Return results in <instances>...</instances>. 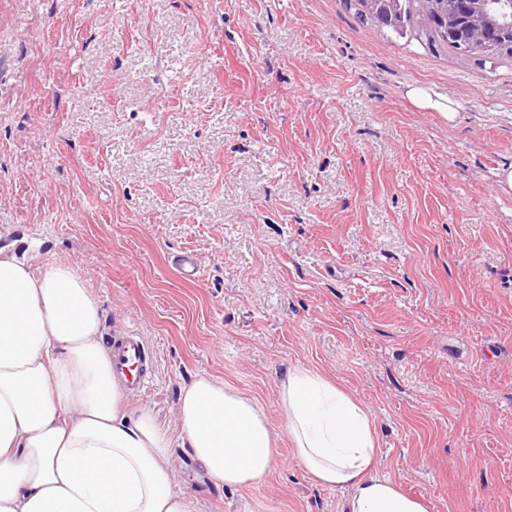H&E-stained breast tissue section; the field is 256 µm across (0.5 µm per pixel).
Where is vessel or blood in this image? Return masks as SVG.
I'll list each match as a JSON object with an SVG mask.
<instances>
[{
	"instance_id": "1",
	"label": "vessel or blood",
	"mask_w": 512,
	"mask_h": 512,
	"mask_svg": "<svg viewBox=\"0 0 512 512\" xmlns=\"http://www.w3.org/2000/svg\"><path fill=\"white\" fill-rule=\"evenodd\" d=\"M110 354L114 375L128 393L140 396L154 372L148 347L142 337L131 330L113 335Z\"/></svg>"
}]
</instances>
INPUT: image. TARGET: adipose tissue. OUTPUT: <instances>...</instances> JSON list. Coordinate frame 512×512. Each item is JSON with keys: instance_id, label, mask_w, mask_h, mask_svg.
Instances as JSON below:
<instances>
[{"instance_id": "1", "label": "adipose tissue", "mask_w": 512, "mask_h": 512, "mask_svg": "<svg viewBox=\"0 0 512 512\" xmlns=\"http://www.w3.org/2000/svg\"><path fill=\"white\" fill-rule=\"evenodd\" d=\"M124 399L83 277L63 262L1 257L0 512H189L169 437ZM280 400L298 463L318 484L349 489L342 512H427L375 475L371 414L339 382L297 365ZM176 416L215 486L265 483L277 450L256 398L199 374Z\"/></svg>"}]
</instances>
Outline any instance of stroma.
Masks as SVG:
<instances>
[{
	"mask_svg": "<svg viewBox=\"0 0 512 512\" xmlns=\"http://www.w3.org/2000/svg\"><path fill=\"white\" fill-rule=\"evenodd\" d=\"M509 165L511 61L341 0H0V253L71 265L106 334L144 336L155 375L126 405L170 436L191 512H340L282 429L295 364L369 409L375 474L428 512H512ZM201 373L269 416L266 484L216 487L184 447ZM408 96L412 98L418 106L423 109L440 112V114L448 121L453 120L455 117V107L453 102L438 95H431L430 93L421 89H410L407 92Z\"/></svg>",
	"mask_w": 512,
	"mask_h": 512,
	"instance_id": "stroma-1",
	"label": "stroma"
}]
</instances>
